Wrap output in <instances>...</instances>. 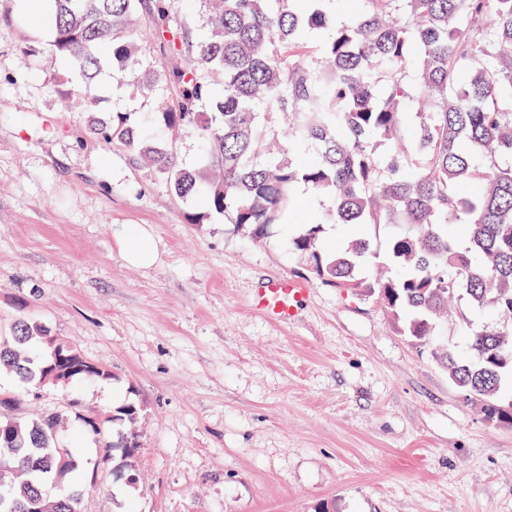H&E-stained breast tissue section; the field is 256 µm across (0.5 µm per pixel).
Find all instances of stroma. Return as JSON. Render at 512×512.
<instances>
[{
  "label": "stroma",
  "mask_w": 512,
  "mask_h": 512,
  "mask_svg": "<svg viewBox=\"0 0 512 512\" xmlns=\"http://www.w3.org/2000/svg\"><path fill=\"white\" fill-rule=\"evenodd\" d=\"M46 39L0 0V339L25 310L112 374L42 389L31 418L63 411L67 393L140 409L134 457L117 424L109 448L79 443L94 471L81 512H512V428L485 421L377 300L306 281L287 225L254 242L190 223L194 202L89 136L112 118L105 84L85 90L89 112L50 89ZM121 224L151 231L153 267L125 262ZM278 276L308 288L287 325L250 305ZM451 310L439 341L464 356L457 313L493 315Z\"/></svg>",
  "instance_id": "1"
}]
</instances>
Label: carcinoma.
<instances>
[{"mask_svg":"<svg viewBox=\"0 0 512 512\" xmlns=\"http://www.w3.org/2000/svg\"><path fill=\"white\" fill-rule=\"evenodd\" d=\"M46 51L63 71L49 83L67 107L87 84L119 67L139 96L179 90L167 108L114 112L90 135L124 153L173 195L194 200L204 217H222L249 237L289 223L292 191L303 186L325 207L288 235L308 278L348 294L376 297L400 333L435 342L448 300L490 309L496 322L472 328L471 356L441 351L451 383L481 403L487 421L512 427L501 400L512 376V0H363L340 21L335 0H205L208 30L176 21L166 0H48ZM154 34L186 59L166 70L142 58L143 13ZM191 128L201 145L186 165L177 152ZM313 149L306 161L287 154ZM347 232L335 251L325 225ZM381 224L406 230L387 247L392 274L372 276L367 233ZM0 341V374L16 378L17 413L0 406V512H80L70 489L49 490L83 463L58 444L63 413L32 421L25 401L48 385L103 380L112 374L18 318ZM81 410L78 436L107 438L127 428L124 447H139L140 409ZM75 465L59 466L61 451Z\"/></svg>","mask_w":512,"mask_h":512,"instance_id":"carcinoma-1","label":"carcinoma"}]
</instances>
